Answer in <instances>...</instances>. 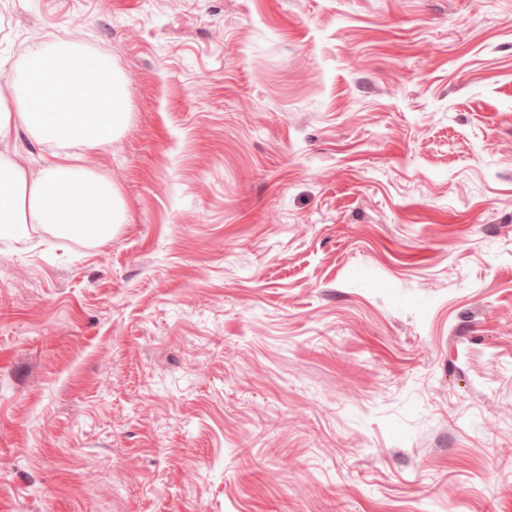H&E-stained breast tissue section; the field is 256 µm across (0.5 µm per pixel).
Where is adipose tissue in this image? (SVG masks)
<instances>
[{
  "label": "adipose tissue",
  "mask_w": 512,
  "mask_h": 512,
  "mask_svg": "<svg viewBox=\"0 0 512 512\" xmlns=\"http://www.w3.org/2000/svg\"><path fill=\"white\" fill-rule=\"evenodd\" d=\"M33 69L15 111L0 109V141L24 126L55 161L31 175L0 154V238L19 241L39 226L62 237L107 240L124 213L111 181L75 163L77 148L108 142L123 126L125 93L107 61L86 72L66 46L28 53Z\"/></svg>",
  "instance_id": "adipose-tissue-1"
}]
</instances>
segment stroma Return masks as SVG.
Segmentation results:
<instances>
[{"mask_svg":"<svg viewBox=\"0 0 512 512\" xmlns=\"http://www.w3.org/2000/svg\"><path fill=\"white\" fill-rule=\"evenodd\" d=\"M61 40L124 221L0 240V512H512V0H0V83Z\"/></svg>","mask_w":512,"mask_h":512,"instance_id":"35a3bbf8","label":"stroma"}]
</instances>
